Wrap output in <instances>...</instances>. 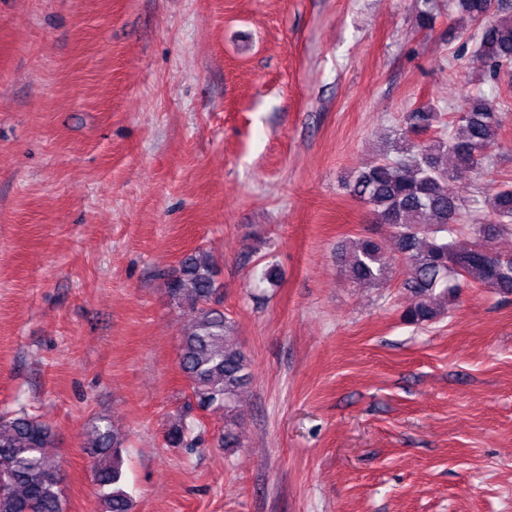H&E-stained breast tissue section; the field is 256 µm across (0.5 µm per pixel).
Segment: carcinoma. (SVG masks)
<instances>
[{
	"label": "carcinoma",
	"mask_w": 512,
	"mask_h": 512,
	"mask_svg": "<svg viewBox=\"0 0 512 512\" xmlns=\"http://www.w3.org/2000/svg\"><path fill=\"white\" fill-rule=\"evenodd\" d=\"M448 8L472 23L473 54L480 62L473 82L496 80L503 68L512 67L511 7L497 0H449ZM469 101L470 108L452 113L446 124L442 113L427 106L407 113L392 151L367 162L346 184L349 196L367 205L376 222L391 226L396 245L391 255L374 240L353 241L345 255L348 278L358 287L375 286L401 264L402 288L415 298L406 310L410 322L443 316L448 301L464 288L512 294V256L491 248L494 239L512 233V185L484 196L476 214L465 198L445 189L453 176L480 174L491 164L505 120L508 100L489 99L478 88ZM460 224L476 238L469 249L457 248L451 239ZM168 292L192 312L180 353L191 395L203 411H224V432L215 447L233 448L237 402L251 368L224 315L213 256L202 249L186 255L169 279ZM193 427L192 421L173 424L166 445H188ZM123 444L110 422L92 425L85 450L95 459L105 512L132 509L122 487ZM52 448L54 433L43 419L24 412L0 416V512H63L61 465Z\"/></svg>",
	"instance_id": "obj_1"
}]
</instances>
